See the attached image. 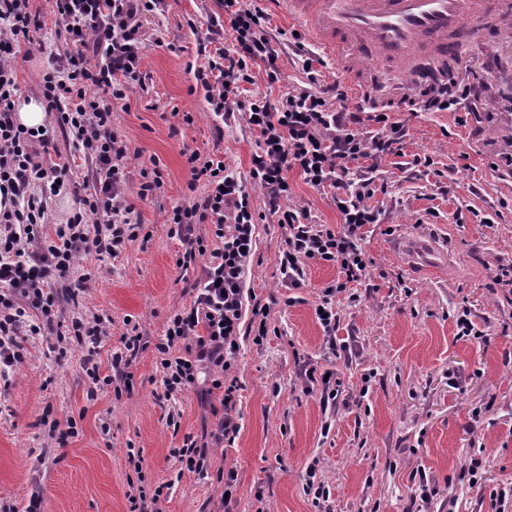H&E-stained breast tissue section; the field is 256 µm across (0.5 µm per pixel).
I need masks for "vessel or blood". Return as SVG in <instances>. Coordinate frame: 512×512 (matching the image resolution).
<instances>
[{"label": "vessel or blood", "mask_w": 512, "mask_h": 512, "mask_svg": "<svg viewBox=\"0 0 512 512\" xmlns=\"http://www.w3.org/2000/svg\"><path fill=\"white\" fill-rule=\"evenodd\" d=\"M299 21L308 39L330 55L355 97H371L379 68L400 75L389 101L404 110L430 93L459 41L483 38L486 26L512 14V0H270Z\"/></svg>", "instance_id": "1"}]
</instances>
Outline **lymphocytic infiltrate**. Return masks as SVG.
Instances as JSON below:
<instances>
[{"label":"lymphocytic infiltrate","instance_id":"obj_1","mask_svg":"<svg viewBox=\"0 0 512 512\" xmlns=\"http://www.w3.org/2000/svg\"><path fill=\"white\" fill-rule=\"evenodd\" d=\"M159 0H50L57 36L64 49L49 52L39 81L46 111L56 113L57 129L26 128L16 120L19 86L14 66L21 43L31 42L40 28L29 0H0V377L24 361L22 336H41L61 316L57 293L76 299L94 279L86 272L76 282L68 274L78 252L104 259L117 255L141 226L126 203L128 146L112 130V110L125 100L130 84L141 81L140 62L147 48L142 19ZM223 15L213 18L199 48L209 51L206 66L195 73L215 116L243 112L258 133L260 146L252 157L250 176L271 214L284 231L279 261L282 282L302 287L305 263L320 260L337 266L339 276L325 287L320 324L328 347L336 345V294L362 280L368 259L361 248L364 230L377 223L370 204L377 188L374 174L383 158L396 154L403 128L391 113L362 117L349 110L347 94L338 84H325L315 68L314 53L303 42L273 35L269 19L251 0H216ZM235 43L224 49V32ZM292 49L306 77L305 86L278 102L240 99L242 84L251 82V68L263 64L269 82H278L277 60ZM490 86L482 75L455 84L429 98L428 112L465 111L475 123L485 120L484 102ZM70 137L75 152L90 159L95 177L90 192L65 223L50 224L49 196L74 191L66 163L54 161L56 133ZM192 184L203 193L186 207L174 208L171 234L185 249L177 265L186 269L208 256L203 276L191 290L189 311L174 315L164 339L156 343L165 395L194 386L199 367H209L211 385L222 393L223 413L206 441L185 440L172 455L188 470L204 472L210 444L234 443L236 381L231 374L239 351L244 275L255 257V213L241 179L220 159L187 158ZM299 170L306 184L334 190L341 215L336 225L309 224L305 213L288 202V170ZM220 247L208 249L209 238ZM109 329L103 318H72L57 335V355L70 347L86 351L89 396L112 383L131 385L128 352L145 341L138 329L125 336L124 353L112 356V375H101L96 348ZM183 355L174 357L173 346Z\"/></svg>","mask_w":512,"mask_h":512}]
</instances>
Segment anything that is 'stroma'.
I'll return each mask as SVG.
<instances>
[{"mask_svg":"<svg viewBox=\"0 0 512 512\" xmlns=\"http://www.w3.org/2000/svg\"><path fill=\"white\" fill-rule=\"evenodd\" d=\"M41 28L35 45H21L16 61L22 96L38 88L44 48H58L48 0H30ZM215 0H162L143 26L153 44L141 70L144 85H130L112 112V128L128 144L126 200L145 232L104 261L78 253L72 277L95 278L78 302L62 304V323L73 314L110 319L97 349L101 374L123 352L127 321L148 341L131 358V391H99L88 400L85 354L75 348L57 359L54 336L25 337L21 365L0 394V506L26 512H128L129 483L146 493L162 488L159 512H512V286L495 283L512 266V174L493 163L512 145V116L499 113L512 94V29L491 27L494 56L460 44L452 78L490 73L492 121H460L455 112L419 106L396 113L403 126L401 153L379 164L383 191L371 200L378 224L361 242L367 275L334 300L336 351L328 353L315 315L336 266L310 260L303 287L279 275L284 233L250 177L259 137L242 112L212 114L195 72L207 59L199 43ZM280 80L261 67L241 98L277 101L303 86L293 53L278 60ZM191 122H183L182 113ZM221 158L248 186L256 213V255L245 274L240 351L235 374L240 433L234 444L210 449L203 473L182 469L172 456L185 437L202 439L216 421L221 391L208 371L196 385L163 396L155 343L169 320L193 302L190 285L200 267L175 264L184 247L169 235L173 208L191 204L188 153ZM156 164L162 186L140 197L141 170ZM291 204L313 224H339L332 191L287 173ZM434 240L448 255L446 269H417L407 258L418 238ZM268 306V334L255 342L254 302ZM468 315L476 333L459 335ZM332 370L338 395L324 405L320 384L305 382L303 364ZM52 411L75 418L78 435L57 447L40 419ZM138 454L134 470L129 454ZM234 470L237 491L223 503L219 473ZM326 495L315 498L308 482ZM433 496L422 502L421 488Z\"/></svg>","mask_w":512,"mask_h":512,"instance_id":"stroma-1","label":"stroma"}]
</instances>
